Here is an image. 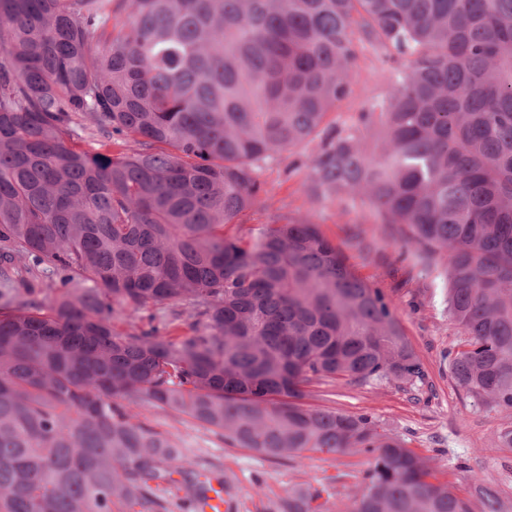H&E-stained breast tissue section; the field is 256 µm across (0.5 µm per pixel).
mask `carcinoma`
<instances>
[{"label":"carcinoma","instance_id":"carcinoma-1","mask_svg":"<svg viewBox=\"0 0 512 512\" xmlns=\"http://www.w3.org/2000/svg\"><path fill=\"white\" fill-rule=\"evenodd\" d=\"M364 43L400 61L361 117L373 151L326 133L313 188L364 194L440 256L451 376L512 412V0H0V512H160L175 474L194 500L198 464L147 405L265 459L371 453L353 512H472L371 415L300 403L319 381L424 384L391 298L307 219L228 233ZM35 266L61 274L41 307ZM150 309L184 333L117 329Z\"/></svg>","mask_w":512,"mask_h":512}]
</instances>
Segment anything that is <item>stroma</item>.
<instances>
[{"label":"stroma","instance_id":"stroma-1","mask_svg":"<svg viewBox=\"0 0 512 512\" xmlns=\"http://www.w3.org/2000/svg\"><path fill=\"white\" fill-rule=\"evenodd\" d=\"M396 66L384 49H359L351 92L329 113L327 127L369 140L359 115L388 96L386 75ZM320 146L314 140L260 162V200L240 216L239 228L245 232L301 217L317 224L362 276L394 299L426 383L416 393L393 384L315 383L306 404L372 415L387 434L403 440L429 464L437 482L468 500L473 512H481L483 488L494 490L505 512H512V448L498 441L499 433L512 426V415L478 405L448 371V349L460 330L448 316L441 267L424 269L416 248L405 244L400 225L383 223L363 195L314 191L309 159ZM141 418L178 439L187 454L220 465L235 482L239 512H262L268 500L286 496L289 489L304 483L316 486L329 477L337 480L330 512H351L353 496L372 460L364 451L310 452L301 460H268L230 447L192 418L164 408H145Z\"/></svg>","mask_w":512,"mask_h":512}]
</instances>
